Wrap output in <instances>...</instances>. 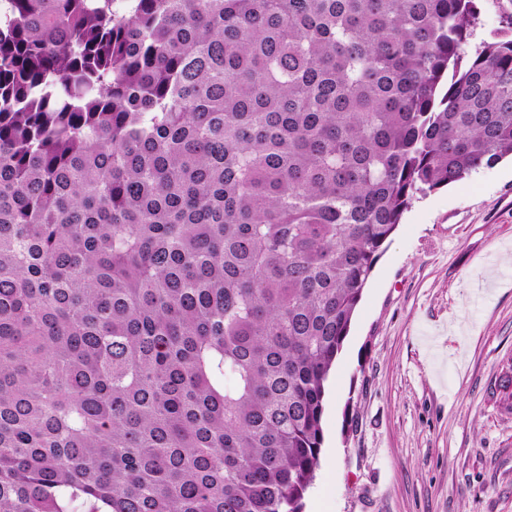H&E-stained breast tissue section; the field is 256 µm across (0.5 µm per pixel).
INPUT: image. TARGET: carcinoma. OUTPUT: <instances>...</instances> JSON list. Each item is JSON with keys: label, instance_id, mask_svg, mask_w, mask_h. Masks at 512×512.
Returning a JSON list of instances; mask_svg holds the SVG:
<instances>
[{"label": "carcinoma", "instance_id": "carcinoma-1", "mask_svg": "<svg viewBox=\"0 0 512 512\" xmlns=\"http://www.w3.org/2000/svg\"><path fill=\"white\" fill-rule=\"evenodd\" d=\"M479 0H0V512H303L418 196L512 156Z\"/></svg>", "mask_w": 512, "mask_h": 512}]
</instances>
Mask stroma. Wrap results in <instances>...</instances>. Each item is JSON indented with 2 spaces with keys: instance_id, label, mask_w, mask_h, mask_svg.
I'll use <instances>...</instances> for the list:
<instances>
[{
  "instance_id": "obj_1",
  "label": "stroma",
  "mask_w": 512,
  "mask_h": 512,
  "mask_svg": "<svg viewBox=\"0 0 512 512\" xmlns=\"http://www.w3.org/2000/svg\"><path fill=\"white\" fill-rule=\"evenodd\" d=\"M470 46L506 29L481 0ZM512 160L417 200L334 367L304 512H512Z\"/></svg>"
}]
</instances>
